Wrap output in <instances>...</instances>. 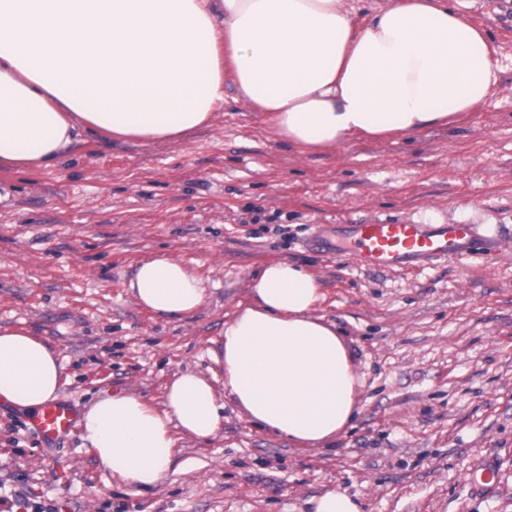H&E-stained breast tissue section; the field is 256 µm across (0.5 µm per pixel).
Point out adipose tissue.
I'll return each instance as SVG.
<instances>
[{
    "label": "adipose tissue",
    "instance_id": "obj_1",
    "mask_svg": "<svg viewBox=\"0 0 512 512\" xmlns=\"http://www.w3.org/2000/svg\"><path fill=\"white\" fill-rule=\"evenodd\" d=\"M487 34L447 0H388L358 19L350 0H0V163L57 164L84 132L162 141L207 124L224 77L310 151L449 125L491 97ZM159 315L202 307L208 285L177 257L128 283ZM209 357L223 388L175 373L162 407L119 391L79 425L98 462L141 490L167 476L175 433L206 439L227 392L248 422L309 448L351 426L356 376L345 338L314 312L318 279L286 260L257 274ZM63 367L40 339L0 329V401L55 400Z\"/></svg>",
    "mask_w": 512,
    "mask_h": 512
}]
</instances>
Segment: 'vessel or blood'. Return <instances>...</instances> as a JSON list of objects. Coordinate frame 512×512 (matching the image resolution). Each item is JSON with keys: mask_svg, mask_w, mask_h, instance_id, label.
Wrapping results in <instances>:
<instances>
[{"mask_svg": "<svg viewBox=\"0 0 512 512\" xmlns=\"http://www.w3.org/2000/svg\"><path fill=\"white\" fill-rule=\"evenodd\" d=\"M504 253L502 242L479 243L472 224H416L406 220H374L349 227L345 246L336 255H346L357 264L373 269H402L438 260L462 262L476 251ZM77 413L72 402L46 403L30 415L28 424L48 441L65 439L76 429Z\"/></svg>", "mask_w": 512, "mask_h": 512, "instance_id": "vessel-or-blood-1", "label": "vessel or blood"}]
</instances>
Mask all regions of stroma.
I'll return each mask as SVG.
<instances>
[{
    "label": "stroma",
    "instance_id": "1",
    "mask_svg": "<svg viewBox=\"0 0 512 512\" xmlns=\"http://www.w3.org/2000/svg\"><path fill=\"white\" fill-rule=\"evenodd\" d=\"M489 35L496 93L459 123L405 137L288 146L224 86L180 139L87 132L46 169L0 165V328L63 365L59 396L85 410L126 390L153 406L177 372L208 374L252 274L287 260L319 280L317 315L343 333L359 414L329 448L251 425L232 400L206 440L177 434L154 490L121 483L81 433L50 443L0 401V482L59 512H313L329 490L362 512H512V258L365 269L310 248L342 224H474L512 242V0H456ZM173 255L209 278L205 305L160 316L128 281ZM500 476L476 490L483 463Z\"/></svg>",
    "mask_w": 512,
    "mask_h": 512
}]
</instances>
